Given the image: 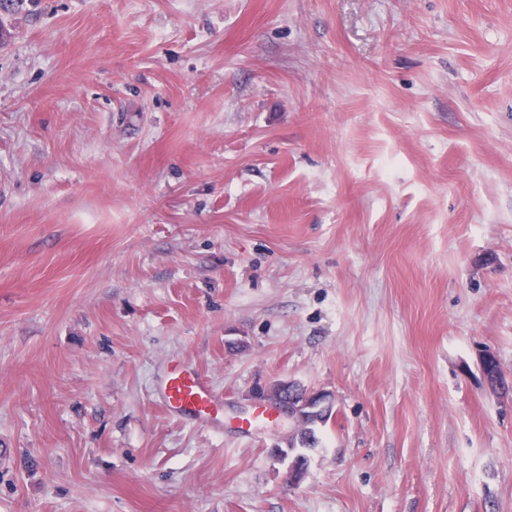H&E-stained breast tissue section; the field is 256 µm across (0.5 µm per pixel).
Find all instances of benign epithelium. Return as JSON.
<instances>
[{
    "label": "benign epithelium",
    "instance_id": "7a95c632",
    "mask_svg": "<svg viewBox=\"0 0 512 512\" xmlns=\"http://www.w3.org/2000/svg\"><path fill=\"white\" fill-rule=\"evenodd\" d=\"M254 404L274 411L282 423L288 424V435L271 449L272 457L281 463H288V480L301 484L307 474L313 447L301 444L302 432L309 417L333 410L335 397L323 389H306L292 382H277L260 387L254 397Z\"/></svg>",
    "mask_w": 512,
    "mask_h": 512
}]
</instances>
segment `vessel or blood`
I'll use <instances>...</instances> for the list:
<instances>
[{
	"instance_id": "b4317fda",
	"label": "vessel or blood",
	"mask_w": 512,
	"mask_h": 512,
	"mask_svg": "<svg viewBox=\"0 0 512 512\" xmlns=\"http://www.w3.org/2000/svg\"><path fill=\"white\" fill-rule=\"evenodd\" d=\"M160 395L170 412L205 423L214 422L221 407L207 379L179 363L172 364L164 376Z\"/></svg>"
}]
</instances>
